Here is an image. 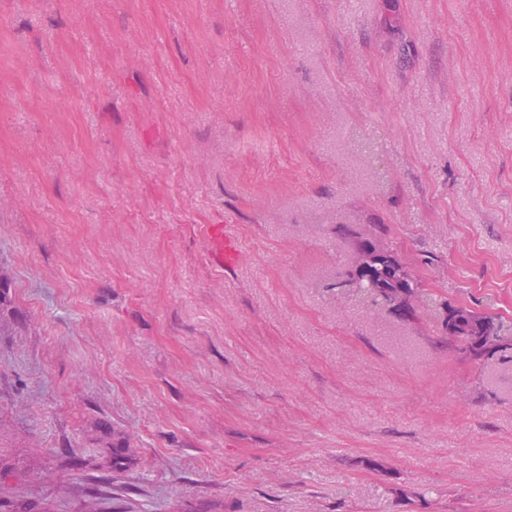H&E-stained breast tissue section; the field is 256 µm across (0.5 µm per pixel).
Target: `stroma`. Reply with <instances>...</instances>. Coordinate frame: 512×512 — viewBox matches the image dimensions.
Instances as JSON below:
<instances>
[{
  "instance_id": "obj_1",
  "label": "stroma",
  "mask_w": 512,
  "mask_h": 512,
  "mask_svg": "<svg viewBox=\"0 0 512 512\" xmlns=\"http://www.w3.org/2000/svg\"><path fill=\"white\" fill-rule=\"evenodd\" d=\"M375 224L413 315L346 284ZM448 304L512 321V0H0L14 512H512ZM204 236L211 261L224 270H234L244 252L240 237L231 224L205 225Z\"/></svg>"
}]
</instances>
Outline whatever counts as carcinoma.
Returning <instances> with one entry per match:
<instances>
[{"label":"carcinoma","mask_w":512,"mask_h":512,"mask_svg":"<svg viewBox=\"0 0 512 512\" xmlns=\"http://www.w3.org/2000/svg\"><path fill=\"white\" fill-rule=\"evenodd\" d=\"M402 268L399 259L391 255L378 263L374 280L358 287L359 292L381 301L402 314L413 307L408 298L417 293L421 284L413 279L402 281L397 271ZM509 325L502 316L480 313L465 306L444 305L441 319V339H456L458 354L472 363H482L496 354L512 349V336L508 335Z\"/></svg>","instance_id":"obj_1"}]
</instances>
